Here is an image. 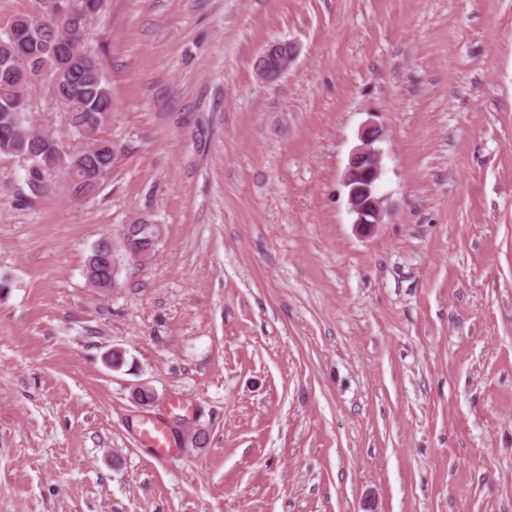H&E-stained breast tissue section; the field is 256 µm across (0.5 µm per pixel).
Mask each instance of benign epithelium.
Masks as SVG:
<instances>
[{"instance_id":"obj_1","label":"benign epithelium","mask_w":512,"mask_h":512,"mask_svg":"<svg viewBox=\"0 0 512 512\" xmlns=\"http://www.w3.org/2000/svg\"><path fill=\"white\" fill-rule=\"evenodd\" d=\"M73 0H45L46 11L63 22L74 13ZM296 55V47L287 40L268 44L255 61L257 75L265 81H274L287 70ZM381 130L366 126L360 133L361 145L349 157L343 174V184L348 190L351 211L356 215L355 224L362 231L371 230L381 219V201L376 188L382 174L381 155L373 144L380 138Z\"/></svg>"}]
</instances>
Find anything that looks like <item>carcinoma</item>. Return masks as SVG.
I'll use <instances>...</instances> for the list:
<instances>
[{
    "label": "carcinoma",
    "mask_w": 512,
    "mask_h": 512,
    "mask_svg": "<svg viewBox=\"0 0 512 512\" xmlns=\"http://www.w3.org/2000/svg\"><path fill=\"white\" fill-rule=\"evenodd\" d=\"M91 18L83 14L61 30L57 20L42 13H20L0 27V59H9L16 72L0 71V155L22 162L25 184L38 197L63 174L71 176L69 188L78 196H92L112 174L116 159L112 140L101 135L112 120V93L94 56L84 49V32ZM74 61L70 78L53 83L56 97L66 108L75 139L92 150L65 151L52 139L34 133L29 120V90L33 81L55 76L63 60ZM151 218L136 215L123 225L121 235L133 244L156 252ZM122 257L124 251L109 236L98 240L92 254Z\"/></svg>",
    "instance_id": "obj_1"
}]
</instances>
